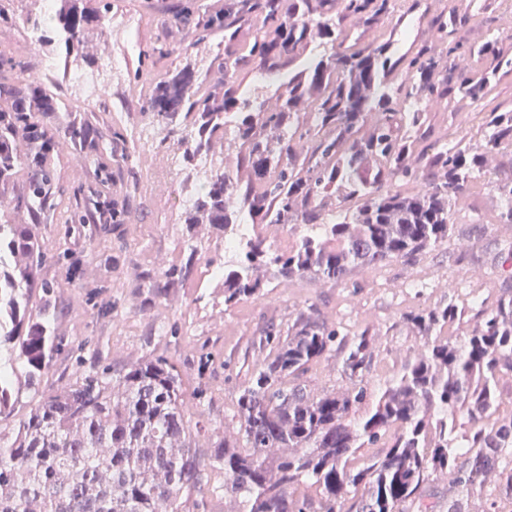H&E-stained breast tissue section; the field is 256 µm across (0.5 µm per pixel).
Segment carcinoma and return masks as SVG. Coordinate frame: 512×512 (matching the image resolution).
<instances>
[{"label": "carcinoma", "mask_w": 512, "mask_h": 512, "mask_svg": "<svg viewBox=\"0 0 512 512\" xmlns=\"http://www.w3.org/2000/svg\"><path fill=\"white\" fill-rule=\"evenodd\" d=\"M55 0L57 38L65 50L105 25L110 5ZM398 0H224V11L198 20L199 39L224 29V81L205 94L194 90L184 68L160 82L145 115L158 128L157 147L195 168L198 156L217 147L237 149L236 163L205 175L183 223L207 224L232 244V260L208 259L224 288V309L263 291L259 271L274 267L286 278L340 279L357 266L410 259L448 242L452 207L482 172L488 156L512 148V110L484 113V149L457 142L435 148L429 163L411 156V138L428 137L426 113L401 102H429L452 89L472 102L487 80L471 72V49L456 42L450 74L437 77L440 57L420 47L393 86L390 43L361 44L381 30ZM349 19L362 31L343 27ZM452 13L434 20L437 32L460 25ZM256 26L253 41L236 54L240 28ZM321 52L308 55L310 47ZM241 65L279 79L277 102L264 107L262 87L250 94L234 79ZM0 108V349L26 369L36 389L62 346L50 321L57 285L39 277L46 253L38 220L61 204L50 150L105 135L59 114L50 95L20 85ZM19 168L31 171L18 187ZM398 183L423 186L404 195ZM66 224H104L99 202L79 191ZM356 198L353 211L343 203ZM249 222L252 233L233 236ZM267 224L305 227L281 250L263 235ZM178 267L142 276L154 298L192 275L197 249ZM40 290V304L32 292ZM480 322L467 336L441 335L461 316L453 304L407 317L424 349L370 398L364 371L374 338L352 337L300 317L287 336L270 330L263 343L272 355L237 399L234 417L241 442L219 438L207 447L210 466L223 470L224 495L241 512H427L422 490L441 474L448 488H483L497 474L499 497L512 499V413L498 417L500 376L512 373V295L479 307ZM342 354L352 388L307 392L300 379L324 355ZM13 381L0 372V512H208L201 495L205 475L193 445L180 375L164 358L124 370L91 368L82 381L40 394L30 411L14 417ZM386 445L381 455L362 448ZM319 489L313 501L300 485Z\"/></svg>", "instance_id": "cac0c4a2"}]
</instances>
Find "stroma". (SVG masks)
Returning <instances> with one entry per match:
<instances>
[{"label": "stroma", "instance_id": "stroma-1", "mask_svg": "<svg viewBox=\"0 0 512 512\" xmlns=\"http://www.w3.org/2000/svg\"><path fill=\"white\" fill-rule=\"evenodd\" d=\"M111 2V25L91 29L81 54L69 58L64 47L28 41L27 20L41 15L44 0H0V10L12 18L0 24V89L23 83L44 86L70 115L90 119L103 131L123 126L136 142L131 165L140 189L130 202L123 199L124 180L117 174L110 141H103L94 156L63 144L48 159L64 193L83 187L95 199L122 203L126 216L121 224H78L69 231L57 216L44 222L47 256L40 276L58 285L51 313L65 347L54 356L42 389L72 383L85 363L121 368L166 358L182 378L185 400L202 426L197 441L205 448L213 435L237 437L234 406L269 354L260 342L268 326L284 331L299 315L308 314L346 336L369 332L375 343L365 379L375 394L424 344L408 315L456 303L463 314L443 333L463 336L476 325L475 304L492 307L504 296L512 281L501 269V258L512 246V222L504 219L506 203L488 176L512 172L508 148L489 158L486 174L477 176L457 201L447 244L410 261L353 269L342 281L272 275L259 297L225 308L224 292L206 263L221 254L224 241L206 226L188 233L182 222L193 178L168 153L136 141L144 122L142 105L160 80L188 67L200 72L196 89L203 93L217 78L224 63V34L217 31L200 41L193 25L199 14L223 11L224 0ZM473 2L470 20L453 38L473 49V69L488 76V93L477 104L451 91L427 103L425 110L435 137L448 135L478 151L486 129L477 111L512 106V67L502 64L512 58V39L506 35L512 25L499 0ZM458 5L459 0H406L390 25L394 56L413 54L426 42L437 44L433 17ZM128 16L139 19V28L124 26ZM157 40L174 45L175 51L157 59L139 85L116 74L111 88L95 99L69 82L68 70L94 73L113 57L128 56L129 69H136V49ZM50 60L56 66L48 73L44 66ZM189 243L203 256L191 278L170 289L166 298H149L140 287L141 274L180 264ZM73 271L79 274V286H65ZM105 305L110 313L99 315ZM200 389L205 392L201 400L196 397Z\"/></svg>", "mask_w": 512, "mask_h": 512}]
</instances>
